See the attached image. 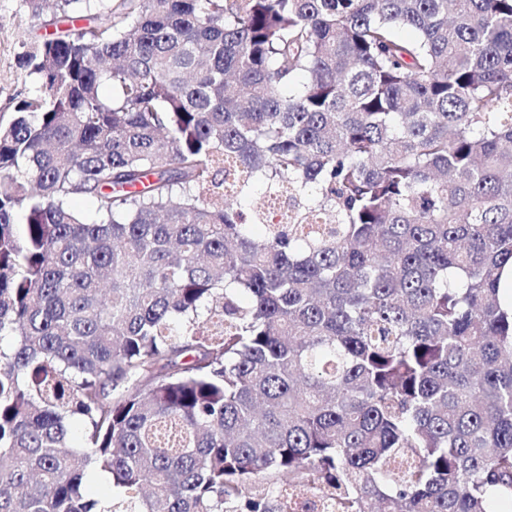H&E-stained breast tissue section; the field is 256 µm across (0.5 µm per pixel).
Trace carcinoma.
Here are the masks:
<instances>
[{"label":"carcinoma","instance_id":"cac0c4a2","mask_svg":"<svg viewBox=\"0 0 512 512\" xmlns=\"http://www.w3.org/2000/svg\"><path fill=\"white\" fill-rule=\"evenodd\" d=\"M80 1L0 124V512L512 501V0ZM87 492L93 496L105 501H112V495L115 497L117 491L112 488V480L105 472L94 473L87 485Z\"/></svg>","mask_w":512,"mask_h":512}]
</instances>
